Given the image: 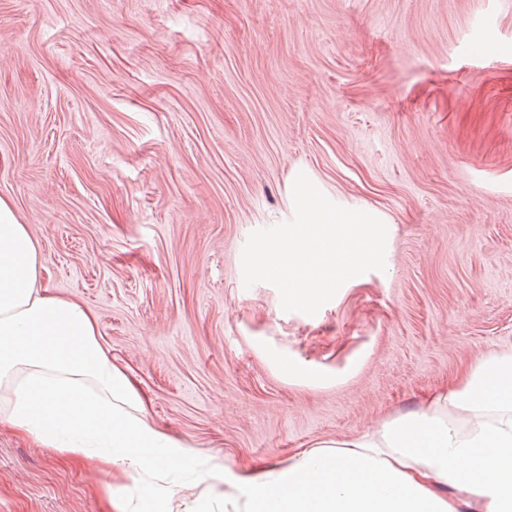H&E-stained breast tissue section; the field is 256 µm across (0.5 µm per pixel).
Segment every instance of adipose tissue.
<instances>
[{"mask_svg":"<svg viewBox=\"0 0 512 512\" xmlns=\"http://www.w3.org/2000/svg\"><path fill=\"white\" fill-rule=\"evenodd\" d=\"M105 466L196 459L149 423L92 312L42 279L39 245L0 197V422ZM233 512H512V351L486 355L423 405L263 473H228Z\"/></svg>","mask_w":512,"mask_h":512,"instance_id":"obj_1","label":"adipose tissue"}]
</instances>
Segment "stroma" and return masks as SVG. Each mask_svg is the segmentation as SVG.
Masks as SVG:
<instances>
[{"instance_id": "1", "label": "stroma", "mask_w": 512, "mask_h": 512, "mask_svg": "<svg viewBox=\"0 0 512 512\" xmlns=\"http://www.w3.org/2000/svg\"><path fill=\"white\" fill-rule=\"evenodd\" d=\"M305 173L387 226L316 315L243 284ZM0 196L153 424L239 471L418 407L512 349V0H0ZM313 369L289 375L284 360ZM224 512L0 424V512Z\"/></svg>"}]
</instances>
